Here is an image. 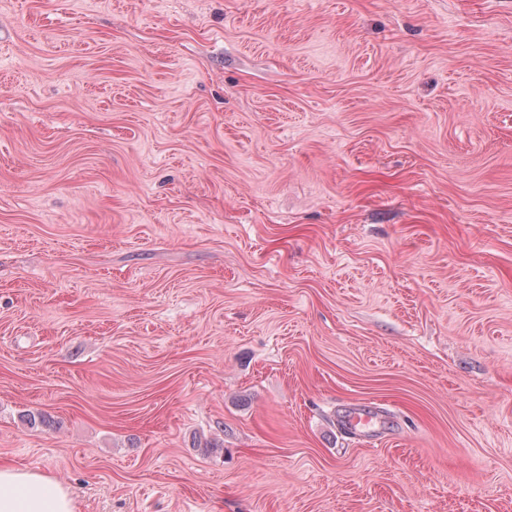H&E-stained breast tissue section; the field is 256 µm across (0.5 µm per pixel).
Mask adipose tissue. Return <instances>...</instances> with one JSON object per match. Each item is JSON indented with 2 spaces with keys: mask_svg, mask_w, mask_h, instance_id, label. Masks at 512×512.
I'll use <instances>...</instances> for the list:
<instances>
[{
  "mask_svg": "<svg viewBox=\"0 0 512 512\" xmlns=\"http://www.w3.org/2000/svg\"><path fill=\"white\" fill-rule=\"evenodd\" d=\"M0 512H78V505L49 475L1 461Z\"/></svg>",
  "mask_w": 512,
  "mask_h": 512,
  "instance_id": "1",
  "label": "adipose tissue"
}]
</instances>
